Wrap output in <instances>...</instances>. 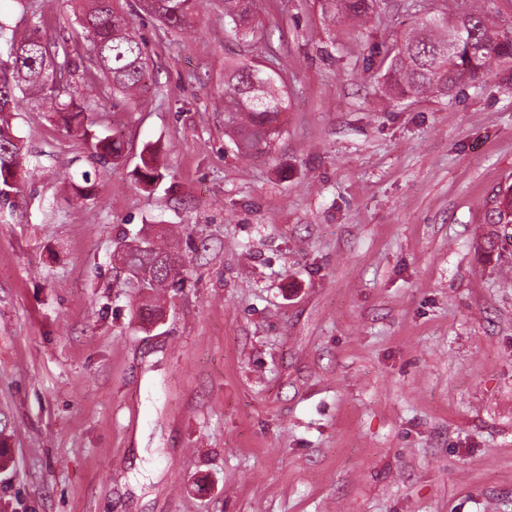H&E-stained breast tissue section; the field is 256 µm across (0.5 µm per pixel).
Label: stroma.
I'll use <instances>...</instances> for the list:
<instances>
[{"mask_svg":"<svg viewBox=\"0 0 512 512\" xmlns=\"http://www.w3.org/2000/svg\"><path fill=\"white\" fill-rule=\"evenodd\" d=\"M446 0H263L288 112L271 154L224 134L223 0L146 16L134 111L77 137L28 104L0 210V512H512V67L394 99L384 60ZM86 47L65 0H0ZM124 142L98 159V136ZM157 150L163 177L137 174ZM89 171L91 199L67 178ZM163 226L177 285L119 261ZM154 302L155 319L138 308ZM143 1H151L147 3ZM145 14L161 20L174 31L193 29L198 17V5L202 0H139ZM369 0H322V10L329 21L336 26L345 20L364 21L372 7ZM508 210H511L509 213ZM492 212L495 216V224H502V238H508L512 243V187L511 185L505 190L495 194L492 200ZM510 230V232H509Z\"/></svg>","mask_w":512,"mask_h":512,"instance_id":"obj_1","label":"stroma"}]
</instances>
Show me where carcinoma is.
Wrapping results in <instances>:
<instances>
[{"label": "carcinoma", "instance_id": "1", "mask_svg": "<svg viewBox=\"0 0 512 512\" xmlns=\"http://www.w3.org/2000/svg\"><path fill=\"white\" fill-rule=\"evenodd\" d=\"M202 0H151L139 3L145 14L161 20L174 31L195 27ZM260 0H224L225 31L238 43H252L263 30ZM76 24L88 42L89 62L94 68L88 82L95 96L112 92L126 102L145 93L149 59L145 43L138 35L133 18L120 0H71ZM322 10L333 24L345 20H365L372 7L369 0H322ZM461 37L457 50L448 53V36ZM48 43L60 62V73L78 66L76 48L67 38L53 37L34 24L21 36L11 35L10 64L0 66V203L13 205L20 179L22 146L9 116L29 100L38 98L49 105V112L68 129L87 134L85 113L90 111L83 95L70 87L49 85L44 72L42 43ZM512 61V34L493 31L492 23L480 10L468 8L453 15L441 12L407 34L392 50L385 73V85L397 98L420 95H448V88L475 81L494 62ZM288 110L287 86L279 72L266 70L257 57L235 59L224 65V133L242 156L268 152L279 139L284 112ZM97 156L116 160L124 151L117 137L97 138ZM139 176L147 184L162 178L157 152L143 150ZM73 188L82 198L94 191L89 172L72 177ZM492 212L501 225L502 238L512 243V187L494 195ZM130 269L150 274L142 287L156 292L169 285L183 269L174 242L156 245L142 241L121 253Z\"/></svg>", "mask_w": 512, "mask_h": 512}]
</instances>
